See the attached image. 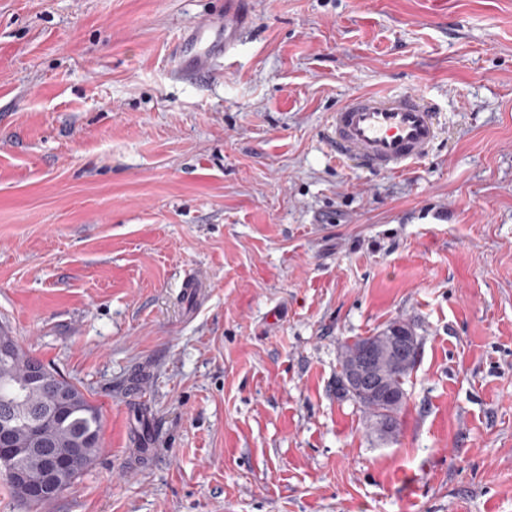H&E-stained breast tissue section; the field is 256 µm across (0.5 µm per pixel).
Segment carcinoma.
I'll list each match as a JSON object with an SVG mask.
<instances>
[{
  "label": "carcinoma",
  "instance_id": "carcinoma-1",
  "mask_svg": "<svg viewBox=\"0 0 512 512\" xmlns=\"http://www.w3.org/2000/svg\"><path fill=\"white\" fill-rule=\"evenodd\" d=\"M376 346L381 353H388L384 337L380 334L357 337L341 345L339 355L340 371L360 358L365 349ZM417 362V355L408 354L400 359L389 358L380 366V374L391 398L387 400L364 395L353 399L370 423V430L377 438L387 432L397 436L400 430V414L407 404L404 385ZM39 364L46 371V378L40 384L30 379L33 365ZM63 386L71 393L68 415L59 420L54 415L56 405L55 388ZM11 414V426L15 438L24 441L34 437L38 443L52 448H72L85 435L92 434L93 440L82 448L79 455L67 464L63 486L56 493L45 496L36 492V482L43 479L45 459L39 450H30L18 458L21 470L33 480L30 486H22L8 479L14 498L30 509H39L57 499L88 466L97 459L100 448L101 414L97 406L77 384L63 377L55 369L31 356L21 346H16L11 355L0 361V411Z\"/></svg>",
  "mask_w": 512,
  "mask_h": 512
}]
</instances>
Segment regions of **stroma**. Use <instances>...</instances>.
Segmentation results:
<instances>
[{"label":"stroma","mask_w":512,"mask_h":512,"mask_svg":"<svg viewBox=\"0 0 512 512\" xmlns=\"http://www.w3.org/2000/svg\"><path fill=\"white\" fill-rule=\"evenodd\" d=\"M244 7L191 79L224 0H0V322L102 421L41 512H512V0ZM410 89L429 157L336 159L349 96ZM393 320L421 349L383 442L336 373ZM242 1L225 0L223 21L201 18L194 23L187 36L175 43L173 54L182 76H203L234 55L246 26L236 13V8L230 5Z\"/></svg>","instance_id":"35a3bbf8"}]
</instances>
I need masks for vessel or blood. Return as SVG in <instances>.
Instances as JSON below:
<instances>
[{
	"label": "vessel or blood",
	"instance_id": "vessel-or-blood-1",
	"mask_svg": "<svg viewBox=\"0 0 512 512\" xmlns=\"http://www.w3.org/2000/svg\"><path fill=\"white\" fill-rule=\"evenodd\" d=\"M236 2L225 0L223 20L200 19L175 43L173 54L182 76H203L234 55L245 28ZM436 133L434 114L419 93L361 92L334 113L329 145L337 159L356 161L373 172L396 173L425 158Z\"/></svg>",
	"mask_w": 512,
	"mask_h": 512
}]
</instances>
